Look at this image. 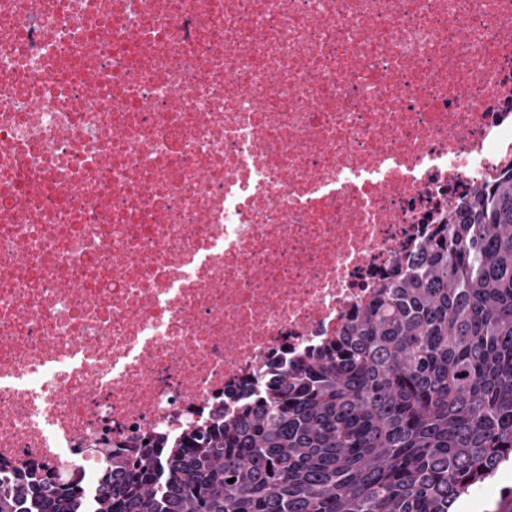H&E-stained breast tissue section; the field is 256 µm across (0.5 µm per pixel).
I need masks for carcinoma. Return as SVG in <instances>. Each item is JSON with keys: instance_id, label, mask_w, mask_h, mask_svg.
<instances>
[{"instance_id": "obj_1", "label": "carcinoma", "mask_w": 512, "mask_h": 512, "mask_svg": "<svg viewBox=\"0 0 512 512\" xmlns=\"http://www.w3.org/2000/svg\"><path fill=\"white\" fill-rule=\"evenodd\" d=\"M420 250L234 412L109 453L94 512H452L512 461V165ZM81 495L33 465L0 512Z\"/></svg>"}]
</instances>
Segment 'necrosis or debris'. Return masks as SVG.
I'll use <instances>...</instances> for the list:
<instances>
[{"label": "necrosis or debris", "mask_w": 512, "mask_h": 512, "mask_svg": "<svg viewBox=\"0 0 512 512\" xmlns=\"http://www.w3.org/2000/svg\"><path fill=\"white\" fill-rule=\"evenodd\" d=\"M511 164L512 0H0V476L208 423Z\"/></svg>", "instance_id": "obj_1"}]
</instances>
